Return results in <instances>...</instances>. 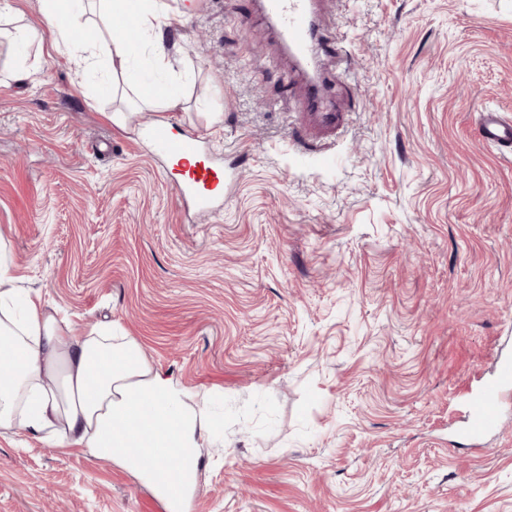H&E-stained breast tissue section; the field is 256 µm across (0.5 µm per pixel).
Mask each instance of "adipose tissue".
<instances>
[{
	"instance_id": "adipose-tissue-1",
	"label": "adipose tissue",
	"mask_w": 512,
	"mask_h": 512,
	"mask_svg": "<svg viewBox=\"0 0 512 512\" xmlns=\"http://www.w3.org/2000/svg\"><path fill=\"white\" fill-rule=\"evenodd\" d=\"M43 17L59 52L78 56L84 21L75 0H43ZM107 38L99 47L113 71L127 73L140 52L121 20L135 16L140 38L160 33L168 16L156 0H99ZM17 290L0 260V433L23 426L54 447L88 458H116L156 481L167 496L197 477L199 438L207 427L200 405L145 359L140 344L103 328L73 336L70 322L33 298L16 307ZM183 458L174 479H162L172 451Z\"/></svg>"
}]
</instances>
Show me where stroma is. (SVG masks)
Wrapping results in <instances>:
<instances>
[{"instance_id":"1","label":"stroma","mask_w":512,"mask_h":512,"mask_svg":"<svg viewBox=\"0 0 512 512\" xmlns=\"http://www.w3.org/2000/svg\"><path fill=\"white\" fill-rule=\"evenodd\" d=\"M184 101L84 79L39 0L0 19V246L82 334L109 322L205 400L192 512H512V395L497 433L457 395L512 354V0H317L314 67L343 114L313 135L305 78L259 0H162ZM37 28L23 47L14 27ZM206 133L209 213L145 127ZM115 460L0 437V512H162ZM478 135L487 145L497 148L512 147V121L502 119L497 112L481 111Z\"/></svg>"}]
</instances>
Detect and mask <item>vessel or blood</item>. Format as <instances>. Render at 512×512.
<instances>
[{"label": "vessel or blood", "instance_id": "b4317fda", "mask_svg": "<svg viewBox=\"0 0 512 512\" xmlns=\"http://www.w3.org/2000/svg\"><path fill=\"white\" fill-rule=\"evenodd\" d=\"M266 17L276 26L283 46L301 67H309L311 52L317 38L313 18L312 0H263ZM327 86L322 80L309 83L307 107L318 114L321 123L334 129L341 125L339 112L327 108ZM478 135L487 145L497 148L512 147V121L502 119L498 113L481 112ZM147 137L156 153L177 160L182 179L175 186L180 203L207 209L224 185L222 169L201 161L203 138L200 135L174 134L164 121L152 124ZM512 393V360H500L490 375L476 376L460 402L462 434L480 439L496 431L500 423L503 401Z\"/></svg>", "mask_w": 512, "mask_h": 512}]
</instances>
